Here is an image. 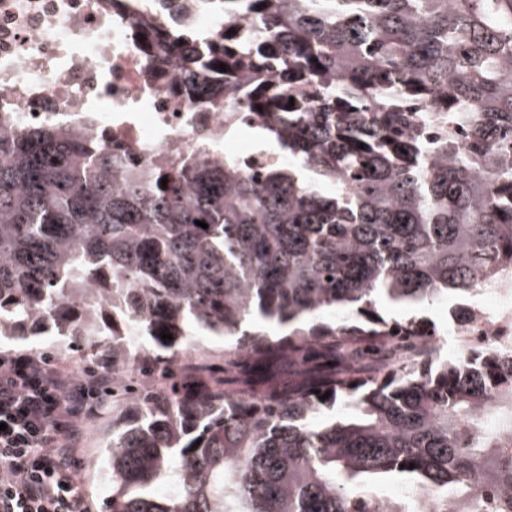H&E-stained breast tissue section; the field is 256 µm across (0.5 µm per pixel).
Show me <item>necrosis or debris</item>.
I'll return each mask as SVG.
<instances>
[{"label":"necrosis or debris","instance_id":"1","mask_svg":"<svg viewBox=\"0 0 512 512\" xmlns=\"http://www.w3.org/2000/svg\"><path fill=\"white\" fill-rule=\"evenodd\" d=\"M228 26L211 0H0V132L44 122L100 128L106 145L144 170L233 160L240 174L299 166L254 149L236 130L262 122L245 97L256 77L221 76L186 98L178 60L161 61L143 37L158 30L187 47L220 43ZM452 336L512 358V274L475 284Z\"/></svg>","mask_w":512,"mask_h":512}]
</instances>
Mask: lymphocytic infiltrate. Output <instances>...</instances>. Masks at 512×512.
<instances>
[{
    "mask_svg": "<svg viewBox=\"0 0 512 512\" xmlns=\"http://www.w3.org/2000/svg\"><path fill=\"white\" fill-rule=\"evenodd\" d=\"M108 371L76 376L50 356L0 357V512H91L75 480L80 424L112 407Z\"/></svg>",
    "mask_w": 512,
    "mask_h": 512,
    "instance_id": "f902f5d3",
    "label": "lymphocytic infiltrate"
}]
</instances>
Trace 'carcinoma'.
Here are the masks:
<instances>
[{
	"label": "carcinoma",
	"mask_w": 512,
	"mask_h": 512,
	"mask_svg": "<svg viewBox=\"0 0 512 512\" xmlns=\"http://www.w3.org/2000/svg\"><path fill=\"white\" fill-rule=\"evenodd\" d=\"M244 1L259 37L239 62L225 44L180 52L184 91L219 63L229 78L278 55L259 130L336 192L232 161L146 172L90 152L88 127L0 133V334H50L112 369L125 408L105 512H418L448 497L453 512H512V359H441L417 321L368 316L512 268V0H219L224 21ZM444 89L469 122L463 155L407 135L402 102ZM254 317L288 336L191 355L196 333ZM136 362L159 390L129 387ZM336 406L349 417L313 422ZM375 474L407 478L405 502L373 496Z\"/></svg>",
	"instance_id": "cac0c4a2"
}]
</instances>
